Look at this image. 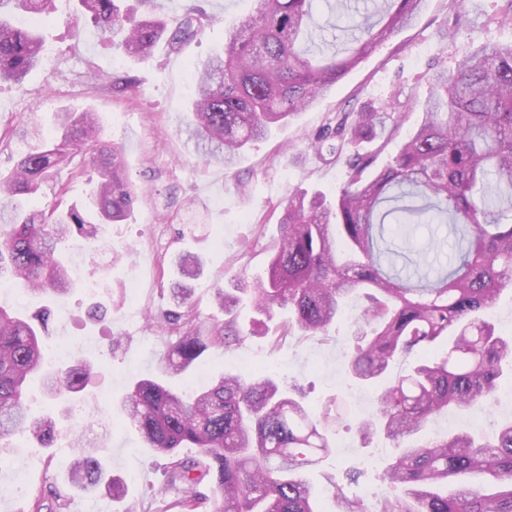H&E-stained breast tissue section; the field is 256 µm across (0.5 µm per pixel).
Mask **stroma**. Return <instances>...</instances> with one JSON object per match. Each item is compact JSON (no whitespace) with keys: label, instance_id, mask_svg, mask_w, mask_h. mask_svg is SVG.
Wrapping results in <instances>:
<instances>
[{"label":"stroma","instance_id":"1","mask_svg":"<svg viewBox=\"0 0 512 512\" xmlns=\"http://www.w3.org/2000/svg\"><path fill=\"white\" fill-rule=\"evenodd\" d=\"M126 6L137 19L178 16L193 7L201 30L176 43L162 38L146 58H121L82 14L78 0H55L48 24L40 29L45 42L42 65L23 87L0 84V174L14 166L31 118L44 119L65 108L89 109L99 116L101 141L122 148L125 175L140 188V199L126 219L105 225L84 263L74 269L76 278L97 280L96 295L75 288L50 326L55 340H95L88 385L51 408L39 391L30 395L35 415L81 407L108 422L102 437L105 461L111 474L126 481L129 495L121 502L103 491L81 496L71 483L75 451L69 436H61L49 449L20 437L0 455V512H29L37 492L60 493L62 512H173L171 504L180 493L165 486L168 458L145 448L135 428L110 413L135 381L163 374L170 337L158 333L156 325L175 308L172 262L186 251L202 258V275L189 283L193 325L199 335H210L212 326L224 320L213 299L215 289L248 287L265 268L288 195L307 189L331 197L342 187L344 164L319 160L306 146L310 136L340 110L385 108L396 92L410 94V118L378 157L386 163L421 118L432 68L452 71L481 43L512 42V25L502 23L498 14L499 0H467L469 21L451 41L438 36L440 23L452 17L449 0H426L411 26L378 46L331 93L243 151L234 168L227 169L198 159L187 143L184 122L195 65L223 47L226 32L254 12V0H126ZM116 78L127 80L128 88L113 91L110 82ZM94 175L91 159L76 154L62 172L63 192L43 187L25 206L48 209L60 194L68 205L82 207ZM132 279L139 284L133 297L125 288ZM255 318L250 306H242L237 322L247 333L245 340L227 348L208 347L191 366V376L206 383L224 371L245 373L268 364L281 379L297 380L317 409H338L342 418L330 426L329 435L339 450L310 477L322 490L324 512H336L335 482L349 466L367 469L356 491L368 512H375L384 485L368 466L385 454L390 442L380 435L363 439L354 415L358 406L371 410L374 399L371 389L353 382L346 372L355 353L359 312L345 315L327 335L300 341L284 337L275 345L267 333L287 323V311H278L264 326H255ZM510 418L512 402L489 412L451 411L436 417L431 428L478 426L487 432L496 421Z\"/></svg>","mask_w":512,"mask_h":512}]
</instances>
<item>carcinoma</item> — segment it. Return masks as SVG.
Returning <instances> with one entry per match:
<instances>
[{
    "label": "carcinoma",
    "mask_w": 512,
    "mask_h": 512,
    "mask_svg": "<svg viewBox=\"0 0 512 512\" xmlns=\"http://www.w3.org/2000/svg\"><path fill=\"white\" fill-rule=\"evenodd\" d=\"M79 2L112 46L130 57L150 55L170 26L177 40L198 23L191 12L135 23L123 0ZM255 2V12L227 33L224 50L196 72L189 140L205 161L226 167L273 126L326 96L410 24L425 0H382V9L360 15L354 25L360 35L351 45L333 51L317 44L314 0ZM452 3L454 22L441 28L445 41L467 22L466 0ZM53 4L0 0V82L21 85L42 61L38 25L17 24L12 9L41 19ZM429 81L421 123L382 167L375 166L381 148L347 149L379 134L387 140L397 135L410 116L408 102L396 97L388 112H341L315 133L311 148L320 158L344 160L341 193L334 200L320 191L288 197L266 272L249 288L216 289L224 324L205 337L186 329L170 342L166 369L181 375L209 345L241 341L235 310L245 298L268 319L288 309L289 332L298 339L326 334L356 300L365 328L364 345L348 363L352 378L374 384L392 362L441 350L384 386L361 422L365 439L380 430L406 442L382 469L392 491L379 499L377 512H512V420L487 436L427 432L429 421L450 407L494 403L512 364V336L486 320L500 292L512 287V43L483 45L457 71L434 70ZM98 123L95 112L63 109L53 122L57 140H47L38 125L30 129L27 150L0 177V279L67 296L75 282L62 244L74 234L95 243L101 225L124 220L138 202L120 148L98 140ZM82 151L99 173L84 212L57 205L21 215L15 198L58 183L60 167ZM423 220L448 225V262L429 263L422 272L396 270L388 261V225ZM202 268L201 259L186 252L173 271L195 279ZM190 298L183 284L174 291L176 306L187 307L186 326L193 321ZM50 316L48 308L29 316L0 307V452L19 435L51 448L60 433L52 415L30 414L25 390L33 378L48 400L87 385L92 366L84 359L47 368L43 331ZM118 410L154 452L173 457L196 448L207 458L203 468L192 460L171 466L169 483L184 490L181 512H196L201 499L195 488L205 481L214 488L211 512H321L308 472L334 453L327 416L303 405L274 374L226 372L199 389L187 382L180 392L163 378L141 379ZM71 472L79 490L103 489L115 500L127 494L97 450L79 448ZM333 496L338 512H366L364 500L342 485Z\"/></svg>",
    "instance_id": "obj_1"
}]
</instances>
